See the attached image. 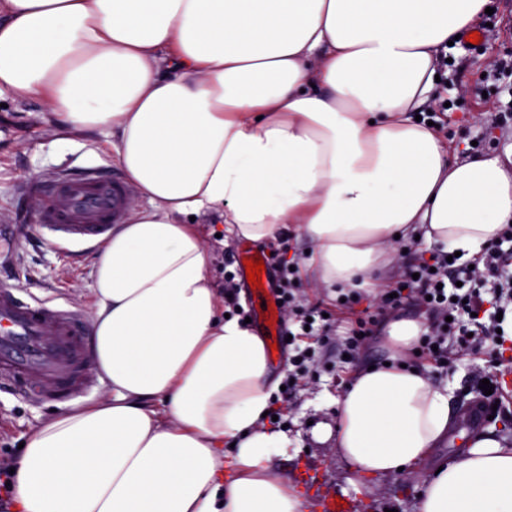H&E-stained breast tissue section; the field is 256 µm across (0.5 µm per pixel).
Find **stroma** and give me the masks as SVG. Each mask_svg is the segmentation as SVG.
I'll return each instance as SVG.
<instances>
[{"instance_id":"1","label":"stroma","mask_w":512,"mask_h":512,"mask_svg":"<svg viewBox=\"0 0 512 512\" xmlns=\"http://www.w3.org/2000/svg\"><path fill=\"white\" fill-rule=\"evenodd\" d=\"M491 13L482 14L485 38L480 49L459 39L442 51L439 103L434 107L439 133L459 159L484 154L505 155L512 151V0H491ZM57 119L42 97L15 98L0 93V225H17L18 238L12 259L0 267V289L18 288L24 297L49 300L86 313L94 311V255L57 248L40 229L39 199L26 190L29 183L46 176H58L94 166L106 175H123L112 147L109 128L60 132ZM198 229L213 255V275L217 288L232 285L235 300L251 318L257 334L266 329L256 312L259 301L238 266L241 242L223 241L220 224L201 222ZM312 243L296 229L286 230L275 242L257 244V251L270 258L268 277L271 296H278L285 269H294L292 293L297 301L333 308L334 323L328 336L318 344L309 339L286 344L273 357L275 375H287L297 348L314 346L315 361L290 389L279 391L273 406L279 417L276 429L286 430L291 440L270 461L277 474L297 483L308 512H321L319 492H328L352 501L353 512H417L422 484L416 478H385L365 482L353 491L346 482V462L337 456L332 443H317L313 425L335 423V400L351 381L353 370L341 367L338 354L347 325L373 304L374 292L362 293L352 310H336L329 290L315 287L302 269V261ZM415 368L435 381L448 385L454 420L447 439L434 448L431 459H448L466 448L472 429L464 428L466 407L479 391L481 380L492 381L498 402L493 420L484 428L494 436L512 442V344L500 365H493L487 349L463 351L447 368L413 359ZM63 403L21 400L0 390V463H13L20 442L55 415L66 411Z\"/></svg>"}]
</instances>
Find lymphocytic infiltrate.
Returning a JSON list of instances; mask_svg holds the SVG:
<instances>
[{"instance_id": "lymphocytic-infiltrate-1", "label": "lymphocytic infiltrate", "mask_w": 512, "mask_h": 512, "mask_svg": "<svg viewBox=\"0 0 512 512\" xmlns=\"http://www.w3.org/2000/svg\"><path fill=\"white\" fill-rule=\"evenodd\" d=\"M507 243H512L511 224L504 225L490 247L472 263L448 261L442 253L409 266L392 288L381 290V309H396L409 299L424 303L432 321L429 333L420 337L417 348L440 366L449 360L448 337H458L463 343L472 335L482 342L496 341L497 324H485L480 315L485 307L499 312L512 303V279L500 272L503 246ZM487 287L494 291L489 301L482 295Z\"/></svg>"}]
</instances>
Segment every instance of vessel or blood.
I'll return each mask as SVG.
<instances>
[{
    "instance_id": "b4317fda",
    "label": "vessel or blood",
    "mask_w": 512,
    "mask_h": 512,
    "mask_svg": "<svg viewBox=\"0 0 512 512\" xmlns=\"http://www.w3.org/2000/svg\"><path fill=\"white\" fill-rule=\"evenodd\" d=\"M30 190L44 195L40 226L64 250L95 248L126 217V183L95 167L38 180ZM94 384L83 314L1 288L0 389L53 402L84 396Z\"/></svg>"
}]
</instances>
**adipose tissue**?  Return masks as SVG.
<instances>
[{
  "instance_id": "ef3b65f1",
  "label": "adipose tissue",
  "mask_w": 512,
  "mask_h": 512,
  "mask_svg": "<svg viewBox=\"0 0 512 512\" xmlns=\"http://www.w3.org/2000/svg\"><path fill=\"white\" fill-rule=\"evenodd\" d=\"M490 0H0V91L112 127L148 202L94 257L108 387L27 440L19 512H304L268 463L264 340L225 317L195 217L227 237L296 225L322 288H374L397 239L480 254L512 222V153L452 158L420 114L441 47ZM417 369L359 367L333 442L354 476L414 474L451 424ZM418 512H512V445L479 434L422 478Z\"/></svg>"
}]
</instances>
